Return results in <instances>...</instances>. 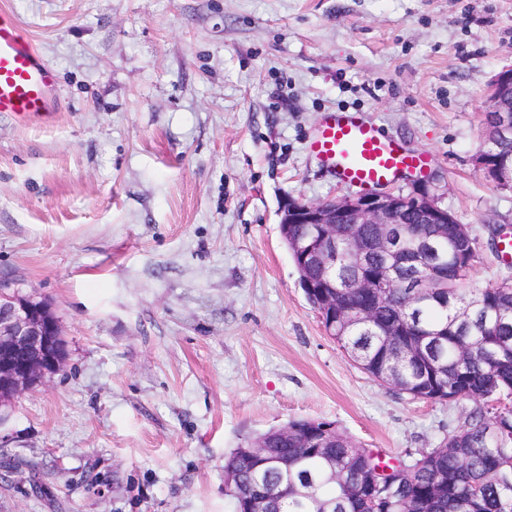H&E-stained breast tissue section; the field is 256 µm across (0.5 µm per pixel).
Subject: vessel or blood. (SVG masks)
Segmentation results:
<instances>
[{"mask_svg":"<svg viewBox=\"0 0 512 512\" xmlns=\"http://www.w3.org/2000/svg\"><path fill=\"white\" fill-rule=\"evenodd\" d=\"M58 102L54 70L22 32L14 15L0 10V114L27 123L50 121ZM310 152L337 183L361 189L396 182L425 160L381 134L356 112L324 113L309 142Z\"/></svg>","mask_w":512,"mask_h":512,"instance_id":"1","label":"vessel or blood"}]
</instances>
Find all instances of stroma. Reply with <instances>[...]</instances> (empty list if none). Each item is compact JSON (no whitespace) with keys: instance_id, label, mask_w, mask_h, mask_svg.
<instances>
[{"instance_id":"1","label":"stroma","mask_w":512,"mask_h":512,"mask_svg":"<svg viewBox=\"0 0 512 512\" xmlns=\"http://www.w3.org/2000/svg\"><path fill=\"white\" fill-rule=\"evenodd\" d=\"M59 77L51 122L0 117V284L58 317L65 368L0 409V512H229L224 458L290 421L408 458L473 401L410 399L327 336L278 209L348 194L309 153L358 112L430 161L477 239L461 287L512 280V189L474 158L512 66V0H0Z\"/></svg>"}]
</instances>
